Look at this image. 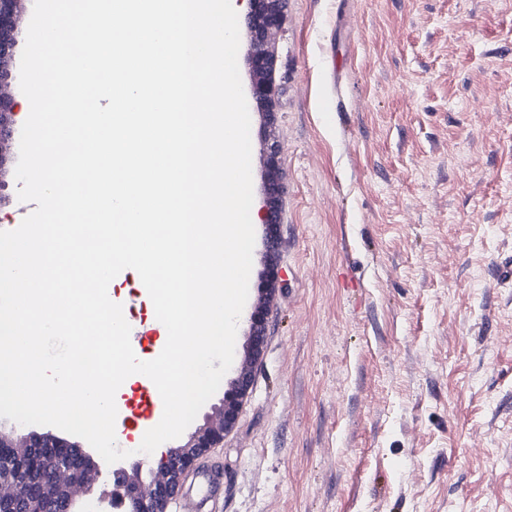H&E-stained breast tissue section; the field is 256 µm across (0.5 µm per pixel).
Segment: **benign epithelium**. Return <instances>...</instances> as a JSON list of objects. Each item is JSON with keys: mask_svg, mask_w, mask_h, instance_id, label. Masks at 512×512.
Instances as JSON below:
<instances>
[{"mask_svg": "<svg viewBox=\"0 0 512 512\" xmlns=\"http://www.w3.org/2000/svg\"><path fill=\"white\" fill-rule=\"evenodd\" d=\"M14 0H0V60L11 55L14 41L8 37L12 29V5ZM287 0H248L246 23L251 32V44L248 61L251 79L247 94L258 105L269 104L280 96L282 88L271 78L274 58L267 47L270 32L282 27L286 19ZM279 148L271 146L269 163V183L267 197L258 217L265 226V245L273 250L278 238L280 209L278 184L276 179ZM283 278L279 266L269 263L262 273L260 291L271 296L281 287ZM268 311L259 304L252 308L249 315L246 363L240 365L225 391L224 398L216 409L218 421H206L180 448L172 451L175 458H163L158 469L152 472L149 496L141 495L143 480L134 478L129 482V493L133 501L127 503L130 512H164L165 505L173 497L183 474L194 469L198 459L212 448H220L224 435L231 432L237 424L243 402L248 398L252 387L253 367L263 357L266 343ZM11 448H63L72 452V459L65 464H57L49 474L47 482L40 492L26 500L24 512H43L45 500L62 494L73 495L86 485L89 476L97 465L84 464L88 454L77 441H71L51 433L30 432L16 439L0 430V449Z\"/></svg>", "mask_w": 512, "mask_h": 512, "instance_id": "7a95c632", "label": "benign epithelium"}]
</instances>
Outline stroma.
Listing matches in <instances>:
<instances>
[{
    "label": "stroma",
    "mask_w": 512,
    "mask_h": 512,
    "mask_svg": "<svg viewBox=\"0 0 512 512\" xmlns=\"http://www.w3.org/2000/svg\"><path fill=\"white\" fill-rule=\"evenodd\" d=\"M16 0L0 96V231L18 199ZM268 47L284 88L250 107L253 209L279 147L281 223L267 259L265 353L224 445L202 466L212 512H512V0H288ZM124 302L152 357V303Z\"/></svg>",
    "instance_id": "1"
}]
</instances>
